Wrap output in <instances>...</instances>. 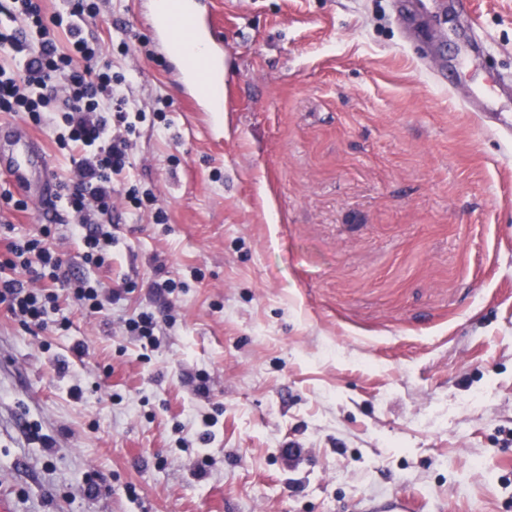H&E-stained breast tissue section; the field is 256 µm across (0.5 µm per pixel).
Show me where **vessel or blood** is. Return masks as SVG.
Here are the masks:
<instances>
[{
    "instance_id": "obj_1",
    "label": "vessel or blood",
    "mask_w": 512,
    "mask_h": 512,
    "mask_svg": "<svg viewBox=\"0 0 512 512\" xmlns=\"http://www.w3.org/2000/svg\"><path fill=\"white\" fill-rule=\"evenodd\" d=\"M178 15L168 10H149V35L160 53H169L175 47L178 26H185L198 54L183 57L171 75L195 111H217V101L224 95V43L215 23L213 0H179ZM469 111L485 113L498 127L512 129V117L495 108L493 92H482L467 105ZM12 150L5 162L9 179L23 188L36 204L44 203L54 193L47 169V159L40 140L21 125H9Z\"/></svg>"
}]
</instances>
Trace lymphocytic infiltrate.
<instances>
[{
  "label": "lymphocytic infiltrate",
  "instance_id": "1",
  "mask_svg": "<svg viewBox=\"0 0 512 512\" xmlns=\"http://www.w3.org/2000/svg\"><path fill=\"white\" fill-rule=\"evenodd\" d=\"M66 16L45 17L42 0H13L12 13L23 27L0 28V48L12 63L0 65V112L26 117L35 127L52 129L55 143L75 152L68 180L58 185L72 235L81 240V259L96 267L107 262L111 236L101 217L111 215L117 196L130 211L166 216L156 209L153 190L127 184L132 136L142 112L127 96L128 76L114 70L102 42L86 33L87 19L99 13L97 0H68ZM65 27L67 48H60L56 27ZM50 228L29 237L0 241V312L23 326H45L59 309V290H66L83 310L104 306L99 282L69 274L51 246Z\"/></svg>",
  "mask_w": 512,
  "mask_h": 512
}]
</instances>
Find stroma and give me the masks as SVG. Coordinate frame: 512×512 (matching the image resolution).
I'll return each instance as SVG.
<instances>
[{
  "mask_svg": "<svg viewBox=\"0 0 512 512\" xmlns=\"http://www.w3.org/2000/svg\"><path fill=\"white\" fill-rule=\"evenodd\" d=\"M224 109L169 80L150 0H103L138 123L133 182L167 221L107 218L124 290L67 329L0 314V500L10 512H512V142L463 104L512 77V0H475L489 51L450 88L458 10L408 32L395 0H216ZM166 125L154 126L158 99ZM181 288L155 346L124 335ZM208 393L197 390L199 375ZM212 425H205V418ZM98 489L86 490L87 475Z\"/></svg>",
  "mask_w": 512,
  "mask_h": 512,
  "instance_id": "stroma-1",
  "label": "stroma"
}]
</instances>
